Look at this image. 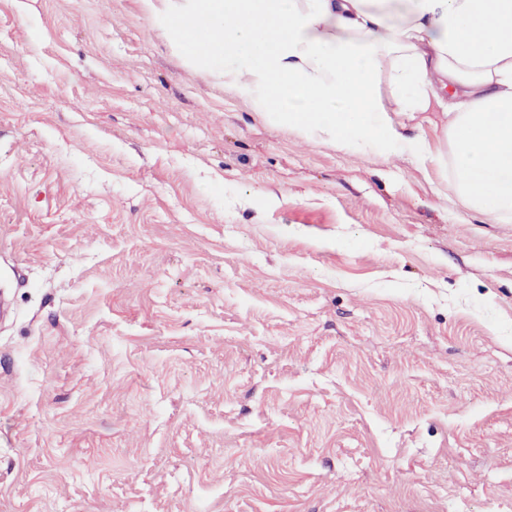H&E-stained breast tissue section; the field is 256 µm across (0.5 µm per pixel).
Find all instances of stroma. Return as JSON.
I'll return each instance as SVG.
<instances>
[{"mask_svg":"<svg viewBox=\"0 0 512 512\" xmlns=\"http://www.w3.org/2000/svg\"><path fill=\"white\" fill-rule=\"evenodd\" d=\"M0 296V512H512V223L139 0H0Z\"/></svg>","mask_w":512,"mask_h":512,"instance_id":"stroma-1","label":"stroma"}]
</instances>
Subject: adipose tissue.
<instances>
[{
	"label": "adipose tissue",
	"instance_id": "adipose-tissue-1",
	"mask_svg": "<svg viewBox=\"0 0 512 512\" xmlns=\"http://www.w3.org/2000/svg\"><path fill=\"white\" fill-rule=\"evenodd\" d=\"M139 2L268 117L344 152L412 149L420 168L451 171L467 210L512 219V0ZM197 18L209 35L186 38ZM435 106L448 118L441 148L390 118Z\"/></svg>",
	"mask_w": 512,
	"mask_h": 512
}]
</instances>
